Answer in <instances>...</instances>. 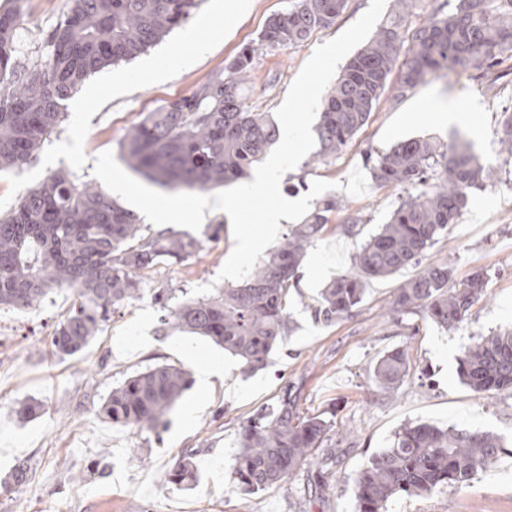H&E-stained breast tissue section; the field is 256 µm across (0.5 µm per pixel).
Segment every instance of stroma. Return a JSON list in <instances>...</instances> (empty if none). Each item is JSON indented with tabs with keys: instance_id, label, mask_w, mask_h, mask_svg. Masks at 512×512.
I'll use <instances>...</instances> for the list:
<instances>
[{
	"instance_id": "1",
	"label": "stroma",
	"mask_w": 512,
	"mask_h": 512,
	"mask_svg": "<svg viewBox=\"0 0 512 512\" xmlns=\"http://www.w3.org/2000/svg\"><path fill=\"white\" fill-rule=\"evenodd\" d=\"M371 0H350L336 24L294 49L268 47L259 37L267 19L288 9V0H201L188 19L162 42L128 63L91 75L68 100L62 122L22 172H0V212L58 169L73 180L97 184L98 154L119 153L127 129L165 101L189 95L246 45L255 46L247 103L258 112H276L293 80L319 45L355 22ZM24 25L14 36L17 54L36 63L47 52L51 31L64 20L69 0H24ZM194 42H187L186 32ZM452 102L459 123L448 124L427 107L428 99ZM512 106V74L495 92L483 81L461 75L433 78L400 102L384 94L367 124L341 153L320 158L309 152L284 174L283 196L306 195L314 180L336 183L340 208L329 216L323 239L309 247L291 295L292 331L263 370L241 372L236 357L206 339L162 327L152 295L167 290L173 304L195 288L212 284L234 248L224 213H206L195 236L202 248L179 265H160L143 283L140 299L116 309L88 346L58 356L50 337L71 306L69 292L48 294L32 308H0V478L20 460L32 478L17 489L0 488V512H356L353 475L370 457L389 447L403 425L480 429L512 441V393L478 394L460 380L458 359L478 336L512 328V164L499 165L500 184L473 192L456 224L429 253L433 262H451L455 280L478 268L491 275L488 297L452 331L422 314L393 322L385 316L408 271L372 281L356 314L331 325L315 319L313 308L331 279L348 271L358 247L398 202V192L369 184L362 196L342 191L353 169H365L366 155L388 151L418 137L447 140L459 132L473 144L481 163L499 155L505 107ZM360 215L355 235L341 230L344 219ZM219 239H212V232ZM409 350L410 375L395 391L375 388L371 376L386 349ZM223 364L211 389L190 386L168 415L162 434L115 425L99 409L112 388L157 364L193 370L196 360ZM301 387L309 412L336 414L340 458L325 473L306 466L284 482L247 494L231 476L243 423L274 408L286 384ZM37 407L18 418L20 403ZM196 408L185 420L187 408ZM197 449L198 479L191 488L170 484L166 475L177 456ZM389 512H512V451L501 454L493 471L478 474L467 487H448L426 497H404Z\"/></svg>"
}]
</instances>
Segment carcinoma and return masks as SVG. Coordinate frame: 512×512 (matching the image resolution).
Instances as JSON below:
<instances>
[{
  "label": "carcinoma",
  "instance_id": "1",
  "mask_svg": "<svg viewBox=\"0 0 512 512\" xmlns=\"http://www.w3.org/2000/svg\"><path fill=\"white\" fill-rule=\"evenodd\" d=\"M398 10L368 44L350 58L323 103L314 128L319 155L339 152L365 126L388 89L399 100L418 85L450 72L493 88L498 70L512 59V0H397ZM426 3L414 29L406 17ZM65 20L52 31L47 54L33 66L17 57L13 35L20 11L0 13V171L24 167L62 119L64 102L99 69L131 60L180 26L195 0H71ZM349 0H291L288 11L268 18L260 41L294 48L312 33L333 27ZM255 49L244 47L224 70L186 97L162 104L132 125L121 160L132 171L171 190L223 187L242 177L280 140L266 112L247 106L241 86ZM501 153L512 158V113L506 114ZM377 186L408 196L388 221L356 251L351 270L322 289L317 314L326 324L354 315L366 284L402 269L414 274L396 288L388 314L422 311L448 331L488 296L490 274L472 271L453 284L451 263L424 264L475 190L492 187L497 170L479 162L468 142L443 145L409 138L378 156L371 167ZM339 209L324 200L296 224L247 279L188 299L176 308L165 291L153 300L167 322L209 339L236 357L243 370L266 364L292 330L288 307L308 247L328 230ZM200 242L186 234H140L137 217L102 186L78 185L63 171L28 190L0 215V305L24 309L55 290L73 302L51 335L53 349L80 353L112 311L142 294L141 275L162 263L180 264ZM407 349L396 347L376 361L372 381L392 390L408 375ZM459 377L476 393L512 392V330L481 336L459 358ZM190 386L189 373L156 364L112 389L103 415L114 424L158 431ZM300 387H286L276 409L242 425L233 479L246 493L283 482L317 459L336 434V415L300 410ZM504 440L494 432L406 425L390 446L374 454L352 478L358 512H388L397 496L424 497L445 486L467 487L500 456ZM199 448H187L169 470V482L197 479Z\"/></svg>",
  "mask_w": 512,
  "mask_h": 512
}]
</instances>
